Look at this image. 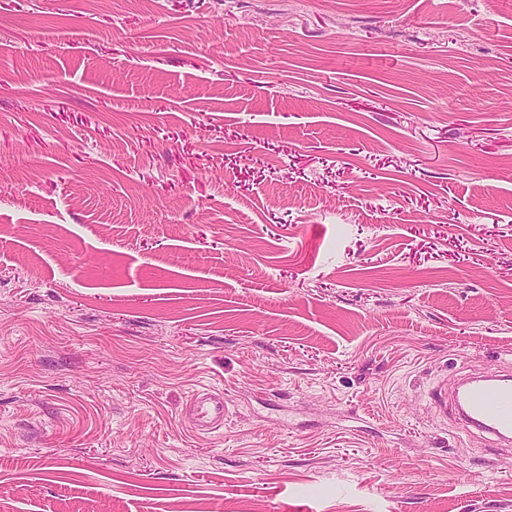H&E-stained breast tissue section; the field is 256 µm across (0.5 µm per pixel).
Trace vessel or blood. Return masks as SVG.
<instances>
[{"instance_id":"1","label":"vessel or blood","mask_w":512,"mask_h":512,"mask_svg":"<svg viewBox=\"0 0 512 512\" xmlns=\"http://www.w3.org/2000/svg\"><path fill=\"white\" fill-rule=\"evenodd\" d=\"M440 410H453L466 427L512 444V373L498 371L461 378L453 392L436 391ZM189 409L199 427L216 430L224 424V396L208 390L192 395Z\"/></svg>"}]
</instances>
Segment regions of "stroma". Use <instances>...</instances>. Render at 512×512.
<instances>
[{
	"instance_id": "stroma-1",
	"label": "stroma",
	"mask_w": 512,
	"mask_h": 512,
	"mask_svg": "<svg viewBox=\"0 0 512 512\" xmlns=\"http://www.w3.org/2000/svg\"><path fill=\"white\" fill-rule=\"evenodd\" d=\"M511 368L512 0H0V512H512ZM450 405L467 428L491 435L503 446L511 445V371L461 378L450 396ZM189 409L204 430H216L224 425V394L211 390L192 395Z\"/></svg>"
}]
</instances>
